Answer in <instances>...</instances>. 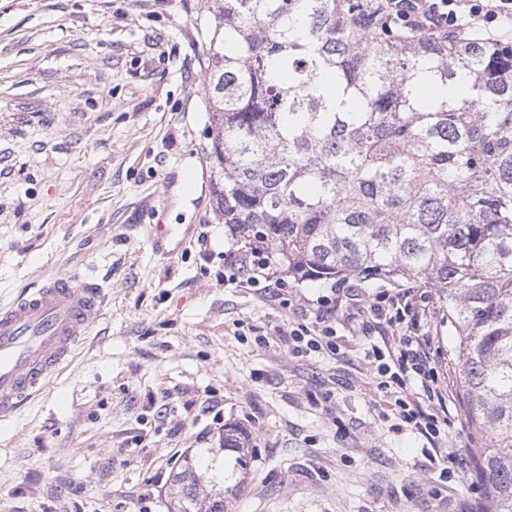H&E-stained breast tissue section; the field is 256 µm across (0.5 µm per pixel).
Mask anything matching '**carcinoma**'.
I'll return each instance as SVG.
<instances>
[{
	"instance_id": "cac0c4a2",
	"label": "carcinoma",
	"mask_w": 512,
	"mask_h": 512,
	"mask_svg": "<svg viewBox=\"0 0 512 512\" xmlns=\"http://www.w3.org/2000/svg\"><path fill=\"white\" fill-rule=\"evenodd\" d=\"M214 216L295 282L438 289L480 512H512V46L356 20V0H206ZM186 454L167 512H224V450Z\"/></svg>"
}]
</instances>
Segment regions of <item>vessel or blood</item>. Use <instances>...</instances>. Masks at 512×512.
<instances>
[{
	"label": "vessel or blood",
	"instance_id": "obj_1",
	"mask_svg": "<svg viewBox=\"0 0 512 512\" xmlns=\"http://www.w3.org/2000/svg\"><path fill=\"white\" fill-rule=\"evenodd\" d=\"M106 292L79 274L51 277L0 307V419L36 395L103 315Z\"/></svg>",
	"mask_w": 512,
	"mask_h": 512
}]
</instances>
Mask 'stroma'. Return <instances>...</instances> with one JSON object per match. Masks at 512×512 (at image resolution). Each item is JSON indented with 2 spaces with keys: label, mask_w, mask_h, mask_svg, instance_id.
Segmentation results:
<instances>
[{
  "label": "stroma",
  "mask_w": 512,
  "mask_h": 512,
  "mask_svg": "<svg viewBox=\"0 0 512 512\" xmlns=\"http://www.w3.org/2000/svg\"><path fill=\"white\" fill-rule=\"evenodd\" d=\"M205 8L0 0V304L52 274L108 295L70 363L0 421V512H137L147 491L167 512L174 452L227 429L248 454H224V512H461L482 487L383 420L360 324L337 326V357L281 352L279 330L330 286L225 284L241 242L213 213ZM152 224L174 239L155 248Z\"/></svg>",
  "instance_id": "35a3bbf8"
}]
</instances>
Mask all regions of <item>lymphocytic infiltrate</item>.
Here are the masks:
<instances>
[{"mask_svg": "<svg viewBox=\"0 0 512 512\" xmlns=\"http://www.w3.org/2000/svg\"><path fill=\"white\" fill-rule=\"evenodd\" d=\"M362 13L378 21L399 20L416 29L441 31L512 26V0H360ZM229 284L281 287L270 252L255 246L229 254L224 268ZM362 312L384 337L364 350L373 370L375 388L388 398L398 427L415 430L426 439L448 425L453 395L450 383L432 355L433 338L424 331L431 309L424 293L399 286L379 291ZM309 322L281 331L282 349L292 355H334L336 310L324 301L313 303Z\"/></svg>", "mask_w": 512, "mask_h": 512, "instance_id": "obj_1", "label": "lymphocytic infiltrate"}]
</instances>
